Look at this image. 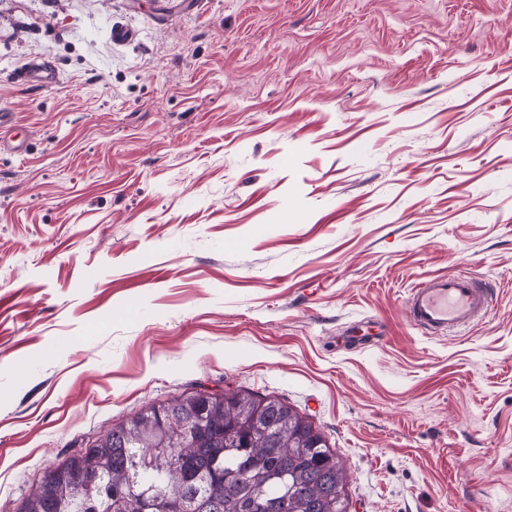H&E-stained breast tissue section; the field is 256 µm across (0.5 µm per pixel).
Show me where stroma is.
<instances>
[{
  "label": "stroma",
  "instance_id": "stroma-1",
  "mask_svg": "<svg viewBox=\"0 0 512 512\" xmlns=\"http://www.w3.org/2000/svg\"><path fill=\"white\" fill-rule=\"evenodd\" d=\"M0 109V512L202 388L312 421L349 512H512V0H0ZM459 273L487 317L422 334ZM27 81L42 85L52 84L56 80V72L45 61H33L27 64L25 71ZM489 303L488 289L472 275L431 276L411 289L406 312L413 326L434 335L471 326Z\"/></svg>",
  "mask_w": 512,
  "mask_h": 512
}]
</instances>
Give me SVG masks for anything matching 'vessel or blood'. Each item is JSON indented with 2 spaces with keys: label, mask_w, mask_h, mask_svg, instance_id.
Wrapping results in <instances>:
<instances>
[{
  "label": "vessel or blood",
  "mask_w": 512,
  "mask_h": 512,
  "mask_svg": "<svg viewBox=\"0 0 512 512\" xmlns=\"http://www.w3.org/2000/svg\"><path fill=\"white\" fill-rule=\"evenodd\" d=\"M27 81L42 85L54 83L56 72L45 61L28 63ZM490 293L471 275L431 276L411 289L406 299L409 322L426 334L452 332L471 326L485 315Z\"/></svg>",
  "instance_id": "1"
}]
</instances>
